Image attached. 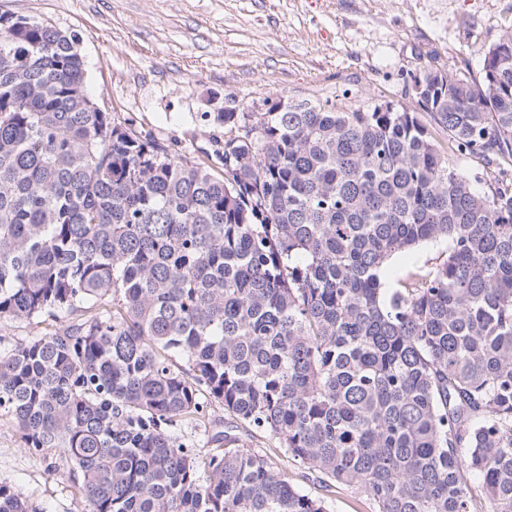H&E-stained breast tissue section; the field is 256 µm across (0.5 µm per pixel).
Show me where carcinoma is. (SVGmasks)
<instances>
[{
	"instance_id": "cac0c4a2",
	"label": "carcinoma",
	"mask_w": 512,
	"mask_h": 512,
	"mask_svg": "<svg viewBox=\"0 0 512 512\" xmlns=\"http://www.w3.org/2000/svg\"><path fill=\"white\" fill-rule=\"evenodd\" d=\"M504 36L478 79L419 77L448 153L408 108L302 100L218 113L216 175L96 107L74 36L0 14V321L74 315L0 352V413L85 512H329L216 404L374 512H512ZM189 426L224 448L199 463ZM0 512L41 510L0 482ZM444 250L445 244L443 243H427L406 255L394 257L382 272L387 287L398 288V281L409 271L427 269Z\"/></svg>"
}]
</instances>
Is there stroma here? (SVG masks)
Returning <instances> with one entry per match:
<instances>
[{
  "instance_id": "1",
  "label": "stroma",
  "mask_w": 512,
  "mask_h": 512,
  "mask_svg": "<svg viewBox=\"0 0 512 512\" xmlns=\"http://www.w3.org/2000/svg\"><path fill=\"white\" fill-rule=\"evenodd\" d=\"M0 13L76 36L100 109L198 160L224 138L217 113L302 99L409 107L414 76L450 64L479 76L484 50L512 31V0H0ZM444 249L427 243L391 259L387 286ZM216 416L292 484L328 498L330 512H372L359 492L325 488L320 474L283 457L269 435ZM69 469L57 449L28 452L0 414V482L42 512H84Z\"/></svg>"
}]
</instances>
